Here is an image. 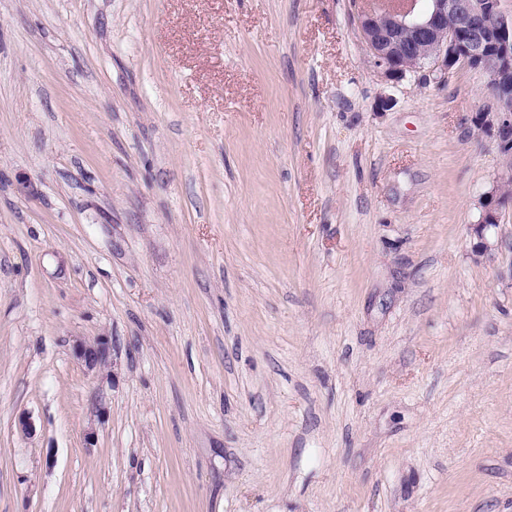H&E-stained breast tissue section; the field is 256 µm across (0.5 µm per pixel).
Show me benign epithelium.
Returning a JSON list of instances; mask_svg holds the SVG:
<instances>
[{"label":"benign epithelium","instance_id":"7a95c632","mask_svg":"<svg viewBox=\"0 0 512 512\" xmlns=\"http://www.w3.org/2000/svg\"><path fill=\"white\" fill-rule=\"evenodd\" d=\"M385 0L383 8L359 15V28L372 66L388 80H402L426 66L444 72L457 65L485 72L492 88L494 111L480 112L477 126L495 135L502 153L512 154V14L501 0ZM509 202L495 185L480 201L481 217L472 225L474 252L493 250L487 238L499 227L500 208ZM75 356L87 371L113 364L106 338L79 342Z\"/></svg>","mask_w":512,"mask_h":512}]
</instances>
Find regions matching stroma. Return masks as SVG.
<instances>
[{"label": "stroma", "instance_id": "stroma-1", "mask_svg": "<svg viewBox=\"0 0 512 512\" xmlns=\"http://www.w3.org/2000/svg\"><path fill=\"white\" fill-rule=\"evenodd\" d=\"M368 6L0 0V512H512L489 78ZM509 201H511V198H506L499 190L498 185H494L481 198L480 220L478 224L471 225L473 235L477 238V243L474 245V252L477 255L489 254L493 250L494 245L487 238V233L490 229L499 227L500 208ZM112 345L107 338H98L92 342H79L74 346L75 356L88 372L101 371L113 367Z\"/></svg>", "mask_w": 512, "mask_h": 512}]
</instances>
